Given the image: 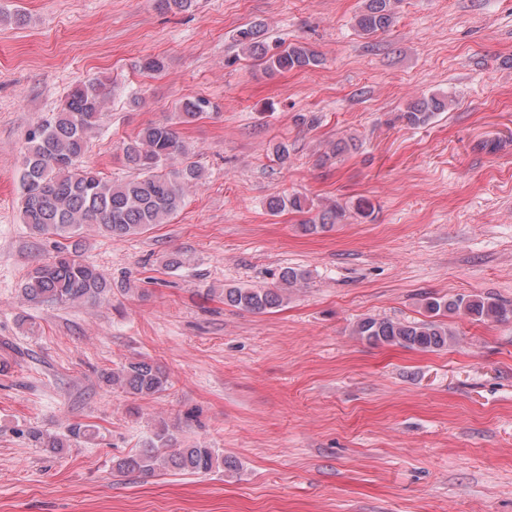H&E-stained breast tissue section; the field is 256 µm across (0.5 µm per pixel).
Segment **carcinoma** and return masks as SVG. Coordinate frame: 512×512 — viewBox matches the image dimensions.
Wrapping results in <instances>:
<instances>
[{
	"instance_id": "1",
	"label": "carcinoma",
	"mask_w": 512,
	"mask_h": 512,
	"mask_svg": "<svg viewBox=\"0 0 512 512\" xmlns=\"http://www.w3.org/2000/svg\"><path fill=\"white\" fill-rule=\"evenodd\" d=\"M393 0H364L356 16V26L365 35L389 30L395 23ZM235 41L241 49L264 65L270 75L316 67L320 55L304 43L286 47L271 45L265 26L245 25L237 29ZM112 81L92 78L76 85L60 109L51 114L27 138L20 163V218L35 235L63 239L85 226L113 239L143 234L167 224L181 210L187 191L204 179V170L189 160L188 148L170 123L148 124L123 146V160L129 176L107 179L84 164L90 136L102 119V105L112 96ZM209 100L197 97L180 104L177 119L188 123L202 117ZM448 109V98L432 96L410 103L399 119L409 126L427 124L435 113ZM272 215L286 210L306 215L305 231H327L341 223L347 208L336 203L319 211L305 196H273L267 201ZM306 279V273L287 267L279 273L273 288L231 287L224 289V304L251 313H265L281 306L286 290ZM109 291L104 274L61 247L49 262L28 271L21 296L29 305H78L96 303ZM427 320L410 322L366 317L354 332L373 345H397L408 349L434 351L450 346L453 331L440 317L462 312L480 322L505 320L512 310L490 299L459 295L453 299L427 296ZM103 381L134 398H148L167 389L168 378L152 362L142 358L102 374ZM29 438L42 448L62 447L61 439L40 429L28 431ZM223 468L238 470L233 456H222L206 446L176 447V437L162 425L139 454L116 460L118 474L152 475L158 470L181 474L208 473Z\"/></svg>"
}]
</instances>
